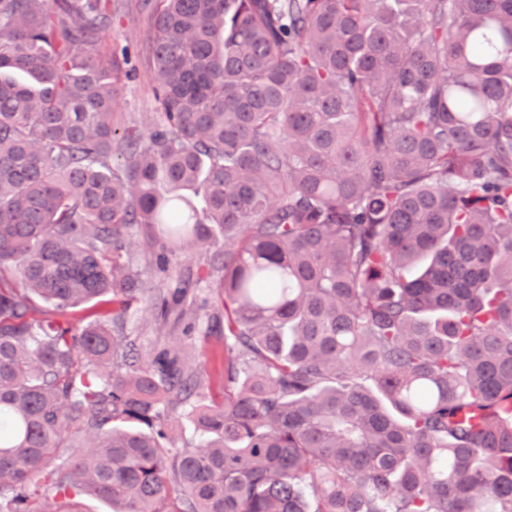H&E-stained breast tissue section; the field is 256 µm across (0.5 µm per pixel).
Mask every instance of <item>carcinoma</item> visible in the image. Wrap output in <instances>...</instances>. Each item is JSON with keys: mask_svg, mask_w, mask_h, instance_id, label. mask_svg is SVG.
Listing matches in <instances>:
<instances>
[{"mask_svg": "<svg viewBox=\"0 0 512 512\" xmlns=\"http://www.w3.org/2000/svg\"><path fill=\"white\" fill-rule=\"evenodd\" d=\"M107 2L0 0V512H512V0H158L144 139ZM136 226L224 240L195 449L179 344L115 331ZM176 448H194L200 443L199 432L192 418L183 414L168 423Z\"/></svg>", "mask_w": 512, "mask_h": 512, "instance_id": "cac0c4a2", "label": "carcinoma"}]
</instances>
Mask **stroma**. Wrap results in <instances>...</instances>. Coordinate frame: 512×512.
Masks as SVG:
<instances>
[{
  "mask_svg": "<svg viewBox=\"0 0 512 512\" xmlns=\"http://www.w3.org/2000/svg\"><path fill=\"white\" fill-rule=\"evenodd\" d=\"M156 0H109L112 27L99 44L104 57L123 63V86L115 124L118 130L146 135L154 127L158 104L150 65V45L154 38L153 14ZM159 245L144 229H136L130 257L141 273L142 294L126 314L121 331L134 341L138 361L147 364L160 345L173 337L170 323L158 317L154 305L167 283L182 279L188 283V301L201 306L200 319L183 342L184 354L202 375L204 392L218 397L224 389L223 308L214 301L218 295L219 273L211 268L209 255L180 254L167 272L158 268Z\"/></svg>",
  "mask_w": 512,
  "mask_h": 512,
  "instance_id": "stroma-1",
  "label": "stroma"
}]
</instances>
